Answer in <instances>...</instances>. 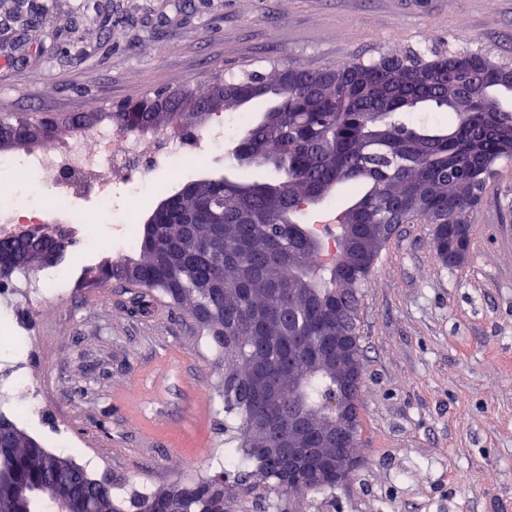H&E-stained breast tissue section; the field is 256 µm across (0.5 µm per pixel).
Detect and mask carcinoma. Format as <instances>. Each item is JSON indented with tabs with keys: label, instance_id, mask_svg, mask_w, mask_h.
I'll return each instance as SVG.
<instances>
[{
	"label": "carcinoma",
	"instance_id": "cac0c4a2",
	"mask_svg": "<svg viewBox=\"0 0 512 512\" xmlns=\"http://www.w3.org/2000/svg\"><path fill=\"white\" fill-rule=\"evenodd\" d=\"M483 53L452 51L429 60L390 58L338 68L294 66L269 79L259 72L224 81V110L251 103L259 116L233 140L232 151L280 174L258 181L237 165L231 178L195 179L183 191H163L169 211L152 235L141 234L138 253L121 263L88 269L85 287L115 280L131 290L130 309L152 312L157 296L191 315L224 353V414L231 420L221 471L154 493L118 494L123 484L104 485L70 459L28 443L17 430L0 451V470L25 484H44L47 496L62 487L95 512H165L171 499L187 500L188 512H209L224 502L288 489L284 469L257 453L263 438L253 421L270 407L279 416L272 432L288 444L290 423L306 419L320 428L341 421L329 405L340 393L336 337L362 353L361 288L387 241L388 224L432 225L436 246L448 244V225L468 224L497 163L512 157V75ZM195 104L173 110L151 96L129 109L79 113L68 123L76 132L108 121L151 128L197 121L195 109L211 94L193 93ZM423 108L453 115L446 128L418 126L404 113ZM45 139L0 142V155ZM347 185L354 194L338 213L337 250L343 268L321 258L312 225L301 222L310 207ZM221 201L222 224H183L196 200ZM14 273L30 271L27 254L65 255L72 235L56 230L38 237L0 241ZM255 469L242 467V460Z\"/></svg>",
	"mask_w": 512,
	"mask_h": 512
}]
</instances>
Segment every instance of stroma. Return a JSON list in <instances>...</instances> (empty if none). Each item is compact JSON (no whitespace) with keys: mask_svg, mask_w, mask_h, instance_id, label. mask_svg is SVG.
<instances>
[{"mask_svg":"<svg viewBox=\"0 0 512 512\" xmlns=\"http://www.w3.org/2000/svg\"><path fill=\"white\" fill-rule=\"evenodd\" d=\"M44 29L6 26L0 0V116L108 112L215 75L309 69L380 54L478 49L512 61V0H43ZM52 268L66 289L28 311L39 418L9 417L88 471L144 491L224 468V360L196 321L157 302L131 314L121 283L89 291L111 258ZM360 464L331 493L299 490L227 512H512V159L471 220L462 263L441 262L430 225L401 224L361 305Z\"/></svg>","mask_w":512,"mask_h":512,"instance_id":"obj_1","label":"stroma"}]
</instances>
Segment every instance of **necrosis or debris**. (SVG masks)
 Returning <instances> with one entry per match:
<instances>
[{"label": "necrosis or debris", "mask_w": 512, "mask_h": 512, "mask_svg": "<svg viewBox=\"0 0 512 512\" xmlns=\"http://www.w3.org/2000/svg\"><path fill=\"white\" fill-rule=\"evenodd\" d=\"M228 136L223 113H216L203 135L168 129L147 135H131L119 128L97 130L96 147L46 142L37 153L28 156L29 170L46 178L49 195L43 207L47 210L68 209L82 196H92L98 210H106L111 202L114 184H145L152 173L167 172L178 181L181 172L175 162L223 148ZM28 356L17 354L8 359L0 373V403L25 407L29 415L40 408L33 393L24 391Z\"/></svg>", "instance_id": "1"}]
</instances>
